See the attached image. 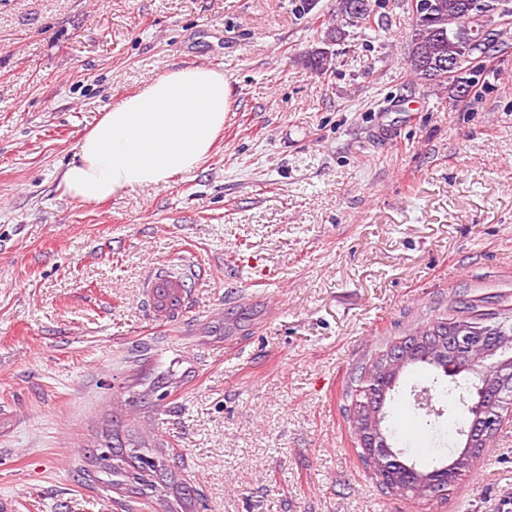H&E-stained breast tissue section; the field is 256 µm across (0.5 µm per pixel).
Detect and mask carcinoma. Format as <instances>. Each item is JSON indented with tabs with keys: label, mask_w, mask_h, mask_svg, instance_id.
Returning <instances> with one entry per match:
<instances>
[{
	"label": "carcinoma",
	"mask_w": 512,
	"mask_h": 512,
	"mask_svg": "<svg viewBox=\"0 0 512 512\" xmlns=\"http://www.w3.org/2000/svg\"><path fill=\"white\" fill-rule=\"evenodd\" d=\"M360 0H335L336 24L327 27L325 39L336 42L345 28H373L374 11L358 8ZM467 0H429L425 12L411 15L407 42L408 66L414 80L421 85L452 82L454 95L461 97L483 75L481 62L512 48V27L502 24L489 30L480 20H469ZM461 65L448 72V61ZM186 276L165 273L150 295L153 309L159 313L175 311L186 293ZM487 297L472 298L465 294L453 299L448 309L431 316L427 322L400 336H393L358 363L351 373L346 392L344 414L352 438L367 426L376 427V444L392 450L390 455H373L356 445L357 454L381 492L398 494L414 502L434 499L425 480L433 478L436 486L446 490L470 473L474 461L467 459L468 431L493 419L486 447H494L503 423L512 418V379L501 394L496 389L512 376V339L492 349L467 337L460 327L478 323L491 330L512 324V311L491 307ZM453 336L447 353L425 343L397 356L405 341L434 336ZM426 369L436 377L449 379L441 391L448 403L460 409L462 426L454 431L448 452L439 456L432 468H423L406 451L398 448L396 428L386 409L398 388L401 377L412 368ZM113 399L129 411L145 403L147 394L132 386H119ZM88 468L83 479L93 487L129 498L127 512L135 504H155L162 512H196L208 508L204 494L187 479L178 475L179 455L169 444L136 426L124 427L115 419L102 430L89 449Z\"/></svg>",
	"instance_id": "carcinoma-1"
}]
</instances>
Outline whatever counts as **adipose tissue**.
I'll return each mask as SVG.
<instances>
[{"label":"adipose tissue","mask_w":512,"mask_h":512,"mask_svg":"<svg viewBox=\"0 0 512 512\" xmlns=\"http://www.w3.org/2000/svg\"><path fill=\"white\" fill-rule=\"evenodd\" d=\"M231 109L221 70L183 66L149 79L107 106L59 174L62 193L83 203L168 183L209 156Z\"/></svg>","instance_id":"ef3b65f1"}]
</instances>
